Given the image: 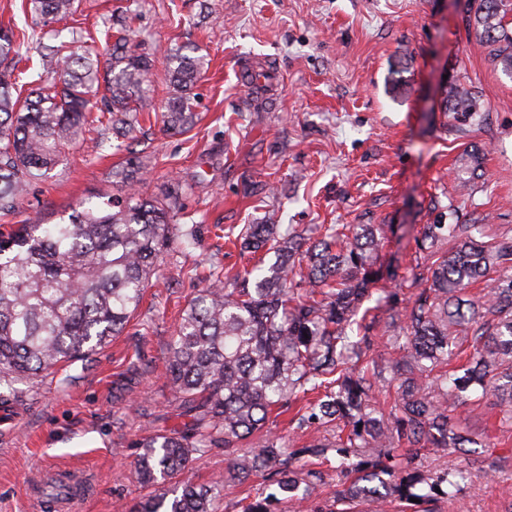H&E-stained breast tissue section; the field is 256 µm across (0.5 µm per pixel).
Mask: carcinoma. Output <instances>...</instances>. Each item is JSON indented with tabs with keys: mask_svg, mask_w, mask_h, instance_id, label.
<instances>
[{
	"mask_svg": "<svg viewBox=\"0 0 512 512\" xmlns=\"http://www.w3.org/2000/svg\"><path fill=\"white\" fill-rule=\"evenodd\" d=\"M42 20L34 33L0 28V377L36 376L88 356L124 333L172 242L191 245L195 226H174L179 184L145 198L140 186L147 157L136 151L119 169L117 192L106 205L80 202L68 220L43 224L22 212L32 185L63 161L88 124H105L116 139L144 135L140 109L153 86L156 52L133 43L132 9L102 21L105 60L70 40L57 24L73 18L76 0H25ZM468 35L493 66L512 77V0H470ZM60 44L44 43V38ZM36 45L46 78L23 93L18 60ZM170 97L163 129L183 133L196 123L193 88L204 57L183 47L162 52ZM444 112L466 120L477 112L471 89L455 85ZM98 112L92 116V112ZM477 151H464L456 174L473 186ZM390 224H338L302 249L297 233L280 224H250L240 250L263 253L233 285L215 274L186 303L169 347L165 375L175 392V417L166 431L134 443L138 478L156 486L188 471L197 454L224 449L226 479L242 484L261 476L275 492L246 497L238 512H276L277 505L310 498L336 464L341 480L332 500L310 512H436L456 499L471 473L459 466L430 471L423 459L482 442L452 418L476 409L477 392L492 395L499 422L512 428V238L494 242L484 224H425L417 249L433 258L414 278L403 310L397 294L378 289L377 265ZM456 241L450 251L440 245ZM274 253L275 261L265 263ZM484 279L476 298L469 284ZM398 333L388 335L393 329ZM394 389L379 401L376 390ZM305 431L336 427L300 445L269 433L278 419ZM267 432L255 448L238 444ZM218 492L184 482L141 500L132 512H218Z\"/></svg>",
	"mask_w": 512,
	"mask_h": 512,
	"instance_id": "cac0c4a2",
	"label": "carcinoma"
}]
</instances>
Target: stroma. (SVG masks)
Masks as SVG:
<instances>
[{
	"label": "stroma",
	"instance_id": "stroma-1",
	"mask_svg": "<svg viewBox=\"0 0 512 512\" xmlns=\"http://www.w3.org/2000/svg\"><path fill=\"white\" fill-rule=\"evenodd\" d=\"M466 8V0H140L131 23L139 40L195 44L208 60L194 89L199 119L182 135L162 130L168 80L156 64L139 145L152 161L142 193L178 181V221L196 225V239L164 251L124 335L39 376L0 380L9 402L0 423V512H41L34 488L57 468L91 480L71 512H132L150 495L132 470L133 443L175 424L163 370L179 313L212 272L230 281L254 265L230 244L243 225L284 224L308 244L333 224L395 225L380 255L391 271L383 285L405 295L422 225L447 215L512 237V78L469 40ZM259 67L274 81L256 99L244 77ZM455 83L477 99L464 122L441 110ZM88 135L104 140L103 157L70 149L52 178L33 187L25 212L55 224L85 199L111 197L112 169L126 154L100 124ZM474 146L485 152L484 175L462 195L455 163ZM134 365L145 373L132 382ZM459 418L489 445L470 457L439 451L426 459L430 469L466 464L478 473L441 512H512L504 495L512 431L496 428L487 405ZM227 466L214 449L196 456L189 475L217 488L224 505L266 491L259 477L225 482Z\"/></svg>",
	"mask_w": 512,
	"mask_h": 512
}]
</instances>
